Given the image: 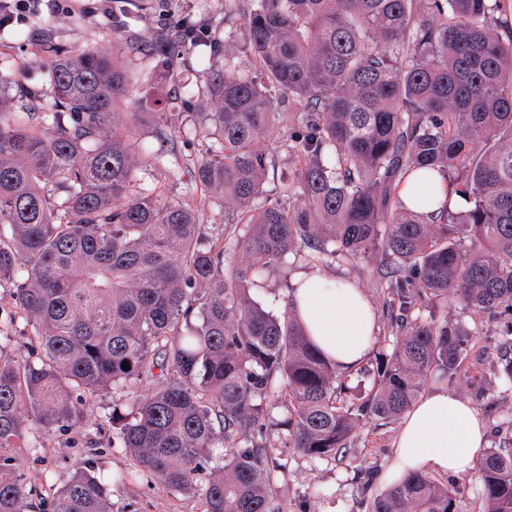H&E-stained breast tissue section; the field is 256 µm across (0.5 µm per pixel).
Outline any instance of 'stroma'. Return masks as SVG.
I'll return each instance as SVG.
<instances>
[{"label": "stroma", "mask_w": 512, "mask_h": 512, "mask_svg": "<svg viewBox=\"0 0 512 512\" xmlns=\"http://www.w3.org/2000/svg\"><path fill=\"white\" fill-rule=\"evenodd\" d=\"M96 0H71L67 12H58L53 0H41L36 15L26 23L9 26L0 35V51H6L10 63L22 72L23 83L42 93H50L48 70L52 60L41 42L49 35L56 51L66 52L81 45L99 44L107 47L114 57L129 68L140 70L142 82L128 94L124 106L129 122L136 129L137 142H151V126L142 113L147 105L159 101L175 115L181 139L190 145L181 154L169 158L167 184L173 196L185 205L198 210L210 235L221 237L224 228V210L217 198L199 191H187V170L205 155L209 143L200 127V113L210 111L208 92L210 78L224 66L223 57L216 56L201 63L196 50H187L179 78H172L168 69L149 61L145 46L156 29L169 14H183L208 20L216 42H223L228 28L224 24V0H140L135 18L117 12H105L95 7ZM190 83L191 96H183L180 86ZM324 274L350 280L365 294L377 309V330L370 351L361 368L350 371L348 381L353 386H366L368 372L375 368L382 353L389 351L391 338L385 315L380 309L383 294L377 262H365L343 256L330 266L313 265L305 254L288 259V276H270L258 281L253 295L256 299L280 309L291 289L290 281L302 274ZM448 390L469 401L484 420L487 428H500L512 434V385L501 384L489 372L461 376L445 385L435 383L426 387L427 393ZM112 410L111 397L93 401L87 410L88 427L65 434L46 436L45 449L39 456H23V469L31 476L43 497H50L71 476L76 461L90 459L113 474L130 468L133 458L124 448L112 445V434L99 429V422ZM399 423L363 427L353 444L348 458L337 462L331 459H312L296 449H283L280 458L285 466L284 479L275 484L271 494L273 512H360L362 499L382 492L381 481L371 487L360 483L357 473L373 470L384 473L393 459ZM112 512H203V502L196 497L170 494L162 485L149 480L137 483H117L112 488Z\"/></svg>", "instance_id": "stroma-1"}]
</instances>
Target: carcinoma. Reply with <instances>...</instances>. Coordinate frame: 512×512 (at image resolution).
Here are the masks:
<instances>
[{
  "label": "carcinoma",
  "instance_id": "cac0c4a2",
  "mask_svg": "<svg viewBox=\"0 0 512 512\" xmlns=\"http://www.w3.org/2000/svg\"><path fill=\"white\" fill-rule=\"evenodd\" d=\"M243 19L251 69L229 52L201 124L210 153L188 188L219 196L244 227L228 250L159 179L180 152L175 113H146L160 148H135L120 106L136 75L104 47L63 53L54 95L0 70V280L34 343L0 355V512H112V478L80 461L52 499L22 455L78 430L90 401L135 459L118 480L153 478L205 512H271L284 473L270 409L288 407L285 446L347 456L366 421L388 425L436 377L489 369L512 384V0H224ZM211 46L205 24L172 15L148 55ZM288 102V112L281 109ZM293 166L267 195L269 136ZM444 182L431 215L410 209L412 174ZM307 250L331 264L378 253L393 340L373 384L352 397L288 297L276 313L251 285ZM487 315L502 341L468 351L448 298ZM129 369H124V364ZM232 452L226 454L224 449ZM482 512H512V440L478 461ZM460 491L412 472L362 512H460Z\"/></svg>",
  "mask_w": 512,
  "mask_h": 512
}]
</instances>
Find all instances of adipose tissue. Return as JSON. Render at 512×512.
Wrapping results in <instances>:
<instances>
[{"mask_svg": "<svg viewBox=\"0 0 512 512\" xmlns=\"http://www.w3.org/2000/svg\"><path fill=\"white\" fill-rule=\"evenodd\" d=\"M295 299L299 322L337 369H351L363 360L377 316L359 288L322 274L304 275ZM485 441V422L468 401L444 390L434 392L406 414L384 479L391 483L409 471L451 477L469 473Z\"/></svg>", "mask_w": 512, "mask_h": 512, "instance_id": "obj_1", "label": "adipose tissue"}]
</instances>
